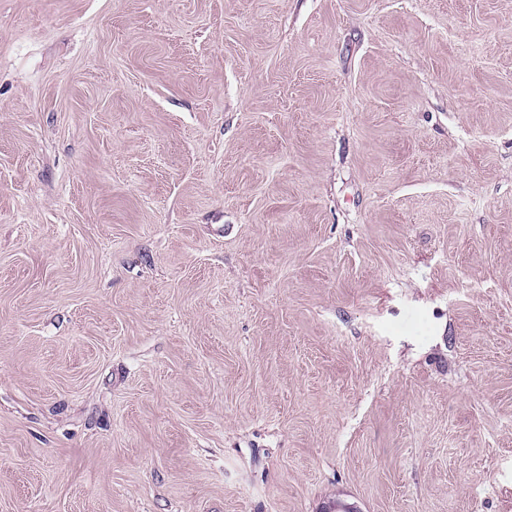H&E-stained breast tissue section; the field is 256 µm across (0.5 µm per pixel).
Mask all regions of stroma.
<instances>
[{
  "label": "stroma",
  "mask_w": 512,
  "mask_h": 512,
  "mask_svg": "<svg viewBox=\"0 0 512 512\" xmlns=\"http://www.w3.org/2000/svg\"><path fill=\"white\" fill-rule=\"evenodd\" d=\"M512 512V0H0V512Z\"/></svg>",
  "instance_id": "1"
}]
</instances>
